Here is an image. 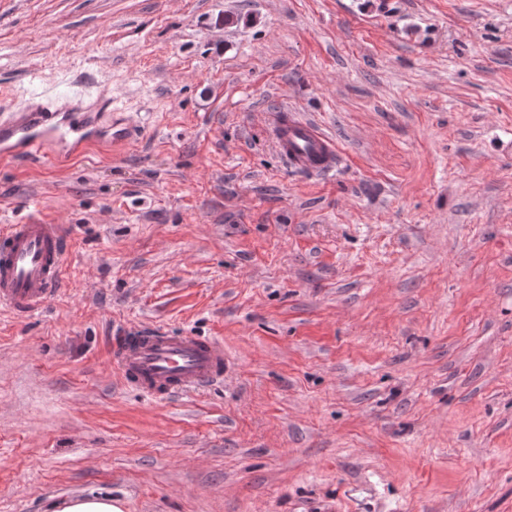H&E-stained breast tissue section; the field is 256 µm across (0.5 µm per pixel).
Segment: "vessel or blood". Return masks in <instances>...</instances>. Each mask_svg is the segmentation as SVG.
<instances>
[{
	"label": "vessel or blood",
	"instance_id": "1",
	"mask_svg": "<svg viewBox=\"0 0 512 512\" xmlns=\"http://www.w3.org/2000/svg\"><path fill=\"white\" fill-rule=\"evenodd\" d=\"M111 110L108 92L94 97L39 95L23 105L0 108V159L28 156L61 163L136 139L140 129L131 118L103 124V115ZM271 133L292 169L324 175L340 163L336 144L313 122L277 112ZM72 240L67 225L32 214L0 225V306L18 317L41 310L61 289ZM112 357L124 382L151 397H172L224 379L223 343L156 327L116 338Z\"/></svg>",
	"mask_w": 512,
	"mask_h": 512
}]
</instances>
